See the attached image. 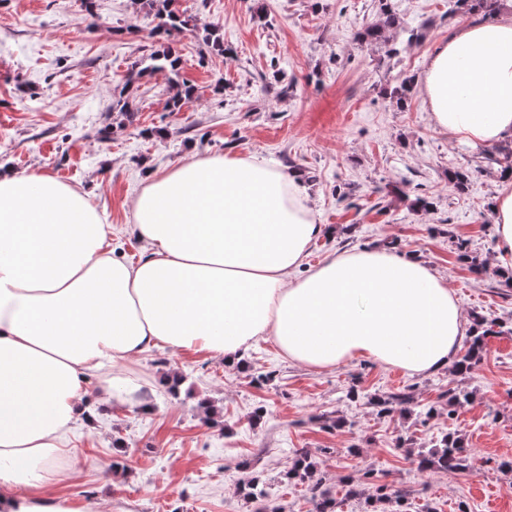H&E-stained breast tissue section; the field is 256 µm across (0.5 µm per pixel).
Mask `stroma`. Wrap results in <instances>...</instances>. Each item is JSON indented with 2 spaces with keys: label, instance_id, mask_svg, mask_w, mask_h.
I'll list each match as a JSON object with an SVG mask.
<instances>
[{
  "label": "stroma",
  "instance_id": "1",
  "mask_svg": "<svg viewBox=\"0 0 512 512\" xmlns=\"http://www.w3.org/2000/svg\"><path fill=\"white\" fill-rule=\"evenodd\" d=\"M398 55L358 40L378 0H178L190 28L156 37L133 0H0V171L47 172L89 194L112 226L117 253L134 260L131 199L150 172L191 156H255L299 172L325 232L308 266L333 252L379 246L412 252L459 298L467 317L496 320L481 362L467 375H408L351 360L315 370L261 340L234 365L204 351L156 347L120 365L141 402L93 408L67 434L81 472L62 496L92 512H254L238 493L257 479L280 512H314L305 486L288 481L308 452L339 512H372L347 494L372 471L407 492L409 512H512V281L495 261L493 205L512 143L473 145L436 126L420 90L404 109L386 96L419 79L434 46L464 17L448 0H393ZM217 24L224 49L204 42ZM422 34L409 42V30ZM168 49L178 74H141ZM195 92L167 108L177 85ZM129 89L128 114L112 96ZM493 154V165L480 161ZM465 171L459 190L449 173ZM427 208H419L417 199ZM181 375L177 392L168 376ZM409 392L405 410L379 416L371 401ZM469 394L452 407L447 392ZM437 412L426 416L428 406ZM264 409L260 423L251 416ZM464 438L463 472L421 470L411 453L443 432Z\"/></svg>",
  "mask_w": 512,
  "mask_h": 512
}]
</instances>
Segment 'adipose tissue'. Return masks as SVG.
Segmentation results:
<instances>
[{"label": "adipose tissue", "instance_id": "1", "mask_svg": "<svg viewBox=\"0 0 512 512\" xmlns=\"http://www.w3.org/2000/svg\"><path fill=\"white\" fill-rule=\"evenodd\" d=\"M435 124L463 140H512V10L466 22L419 80ZM496 252L512 268V175L496 196ZM144 242L116 257L87 194L46 173H0V512H85L57 493L58 466L90 377L137 399L108 365L156 345L234 362L270 337L290 360H372L408 373L448 366L468 331L444 280L411 254L346 249L308 269L322 231L298 173L254 157L190 159L132 200Z\"/></svg>", "mask_w": 512, "mask_h": 512}]
</instances>
